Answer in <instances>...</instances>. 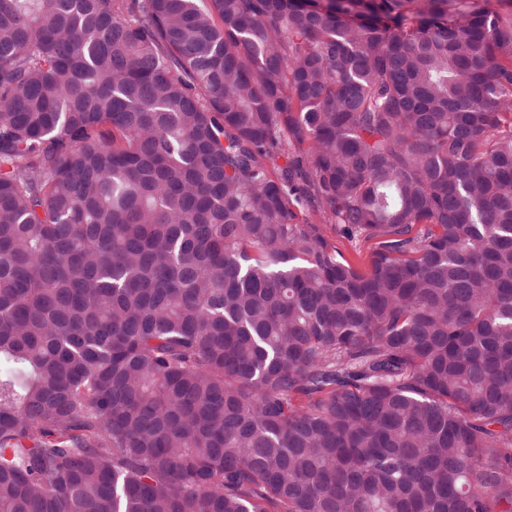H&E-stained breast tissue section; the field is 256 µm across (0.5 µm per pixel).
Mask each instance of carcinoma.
Here are the masks:
<instances>
[{
    "mask_svg": "<svg viewBox=\"0 0 512 512\" xmlns=\"http://www.w3.org/2000/svg\"><path fill=\"white\" fill-rule=\"evenodd\" d=\"M498 3L0 0V512H512ZM329 228L330 226H327V231L333 239V243L342 252L344 257L360 268L368 267L374 245L371 242H361L356 244L346 239H338L336 241V235Z\"/></svg>",
    "mask_w": 512,
    "mask_h": 512,
    "instance_id": "carcinoma-1",
    "label": "carcinoma"
}]
</instances>
